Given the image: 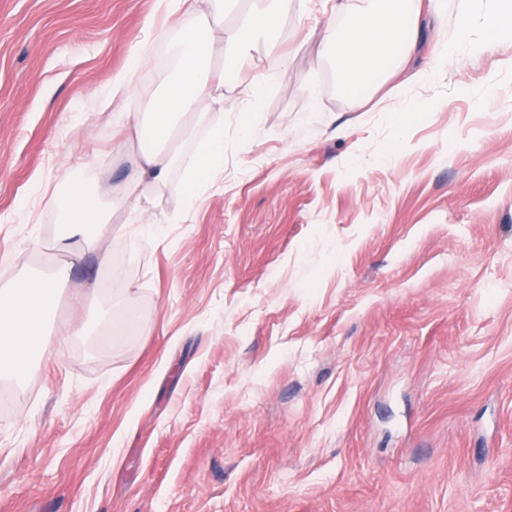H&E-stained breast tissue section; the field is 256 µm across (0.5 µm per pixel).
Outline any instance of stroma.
<instances>
[{"mask_svg": "<svg viewBox=\"0 0 512 512\" xmlns=\"http://www.w3.org/2000/svg\"><path fill=\"white\" fill-rule=\"evenodd\" d=\"M491 8H423L350 94L322 53L345 16L293 0L277 55L216 57L236 80L178 144L223 126V164L199 187L172 166L142 206L109 193L115 132L166 77L100 101L194 19L0 0V276L59 290L0 408V512H512V37L445 51ZM75 163L112 211L104 258L55 245ZM154 41L145 40L134 47L130 54V63L128 67L114 75L108 80L110 86V95L112 102L117 99L127 97L135 86L136 75L147 65L150 64L152 54V44Z\"/></svg>", "mask_w": 512, "mask_h": 512, "instance_id": "stroma-1", "label": "stroma"}]
</instances>
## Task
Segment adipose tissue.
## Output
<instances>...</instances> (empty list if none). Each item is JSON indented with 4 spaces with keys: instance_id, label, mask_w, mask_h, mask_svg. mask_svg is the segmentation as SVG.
Returning <instances> with one entry per match:
<instances>
[{
    "instance_id": "adipose-tissue-1",
    "label": "adipose tissue",
    "mask_w": 512,
    "mask_h": 512,
    "mask_svg": "<svg viewBox=\"0 0 512 512\" xmlns=\"http://www.w3.org/2000/svg\"><path fill=\"white\" fill-rule=\"evenodd\" d=\"M291 2L249 0L236 22L226 26L222 20L228 0H156L165 19L190 15L196 22L181 31L172 47L175 66L166 88L146 98L143 112L128 114L124 121L125 138L134 150L127 178L116 190L119 197L150 200L166 184L175 164L194 177L209 176L224 152L221 127H213L206 142L193 151L172 152L170 140L175 131L191 126L199 102L224 103V84L230 76L215 70L214 51L247 53L276 28ZM334 8L350 18L334 44L344 66L343 85L349 90L384 77L390 63L404 57L419 36L418 0H336ZM111 221V211L101 206L96 192L67 179L56 203L60 248H68L78 236L87 249H100L101 229ZM55 303L48 282L23 279L0 284V379H25L30 358L45 350L42 319Z\"/></svg>"
}]
</instances>
